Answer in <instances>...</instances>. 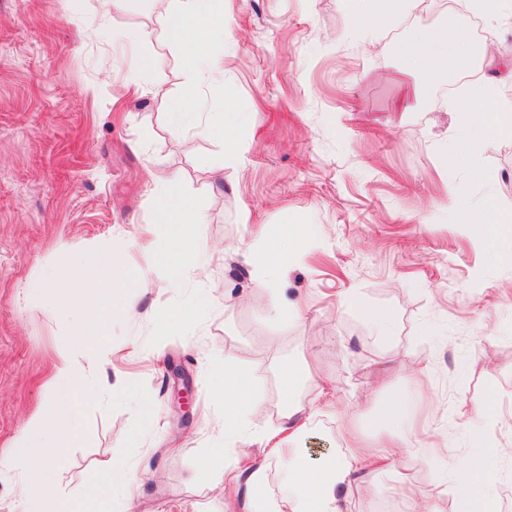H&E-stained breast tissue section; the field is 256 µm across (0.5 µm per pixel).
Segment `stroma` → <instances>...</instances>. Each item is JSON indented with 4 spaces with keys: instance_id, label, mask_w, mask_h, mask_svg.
Segmentation results:
<instances>
[{
    "instance_id": "35a3bbf8",
    "label": "stroma",
    "mask_w": 512,
    "mask_h": 512,
    "mask_svg": "<svg viewBox=\"0 0 512 512\" xmlns=\"http://www.w3.org/2000/svg\"><path fill=\"white\" fill-rule=\"evenodd\" d=\"M224 79L189 80L169 46L170 0H0V458L27 419L58 389L47 384L57 355L72 351L56 305L26 301L28 283L153 228L157 197L172 172L207 214L197 243L222 249L205 279L170 284L166 262L131 249L116 285L135 295V314L115 316L105 338L112 371L142 383L153 412L127 466L138 478L118 512H224L223 464L204 486L210 449H248L265 461L256 432L276 427V365L307 362L303 400L321 405L295 442L313 456L371 446L384 435L381 410L407 406L415 450L396 470L350 487L348 512H405L406 493L457 512L450 465L470 449L467 424L494 399L487 430L504 454L498 508L512 512V259L448 223L449 186L468 182L483 204L512 210V138L474 161L495 191L448 165L443 145L456 127L452 94H428L397 112L391 73L415 21L467 23L456 0H414L395 29L346 38L341 0H222ZM491 48L470 73L512 68V18L486 23ZM116 30L136 47L113 44ZM192 96L222 113L241 162L222 142L172 123L174 101ZM316 224L287 269L283 226ZM209 295L196 325L159 335L155 317ZM362 308L344 306L346 296ZM394 313L385 341L363 307ZM237 354L262 406L251 424L223 437L224 400L214 382L219 356ZM136 406L83 407L82 430L54 471V491L85 494L101 461L119 460Z\"/></svg>"
}]
</instances>
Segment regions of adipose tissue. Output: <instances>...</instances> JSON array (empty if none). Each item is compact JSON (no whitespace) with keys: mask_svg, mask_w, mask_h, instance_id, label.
Masks as SVG:
<instances>
[{"mask_svg":"<svg viewBox=\"0 0 512 512\" xmlns=\"http://www.w3.org/2000/svg\"><path fill=\"white\" fill-rule=\"evenodd\" d=\"M218 0H173L167 20V31L173 46L183 56L190 79L205 78L212 82L224 76V27L216 21ZM408 0H364L355 9L351 35L389 28L407 9ZM474 51L466 31L448 27L416 26L399 49L401 70L411 76L404 94L422 100L433 83L460 67H470ZM458 116L456 133L449 143L448 158L457 166L469 167L471 160L496 139L512 136V100L501 97L494 79L472 85L451 103ZM161 221L167 237L177 243L178 266L175 283L186 274L198 276L206 272L207 262L194 245V232L205 223L206 214L184 193L180 176H172L163 191ZM448 216L453 223L478 226L485 239L499 252L512 256V213H505L495 201L476 206L463 187L448 191ZM235 356L225 352V373L220 392L224 398L223 431H233L249 423L260 405L253 392L248 373L233 370ZM283 388L280 422L276 429L261 437L266 454L283 459L279 471L281 485L287 494L277 496L269 489L265 467L244 465L230 478L234 490L236 512H347L348 491L354 476L370 477L375 467L388 460L408 456L413 444L405 430L406 409L392 404L385 413L389 430L387 442L377 443L367 455L350 452L336 454L314 462L302 451L285 450L281 443L297 438L316 414L315 405L306 404L298 396L302 368L298 361L283 360L278 366ZM473 450L456 459L451 466L452 491L460 512H498L494 491V475L502 455L491 444L485 429L469 431Z\"/></svg>","mask_w":512,"mask_h":512,"instance_id":"obj_1","label":"adipose tissue"}]
</instances>
